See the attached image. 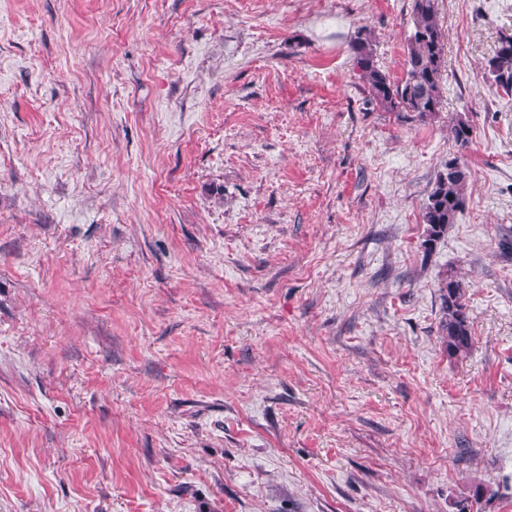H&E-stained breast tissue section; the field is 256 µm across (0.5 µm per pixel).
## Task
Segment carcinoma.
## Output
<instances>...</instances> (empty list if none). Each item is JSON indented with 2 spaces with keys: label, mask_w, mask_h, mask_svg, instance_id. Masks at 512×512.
Masks as SVG:
<instances>
[{
  "label": "carcinoma",
  "mask_w": 512,
  "mask_h": 512,
  "mask_svg": "<svg viewBox=\"0 0 512 512\" xmlns=\"http://www.w3.org/2000/svg\"><path fill=\"white\" fill-rule=\"evenodd\" d=\"M411 32L404 60V77L393 82L376 64L372 43L360 38L354 46L356 66L369 94L388 112H407L419 121L439 112L441 72L444 66L445 34L439 24L438 0H412ZM491 86L512 96V35H503L485 66ZM472 125L465 114L457 116L450 128L456 152L438 172L423 209L427 224L423 247L427 253L455 223L465 207L464 189L470 170L463 152L472 139ZM441 331L448 356L465 354L472 348V328L463 280L450 269L439 278Z\"/></svg>",
  "instance_id": "cac0c4a2"
}]
</instances>
